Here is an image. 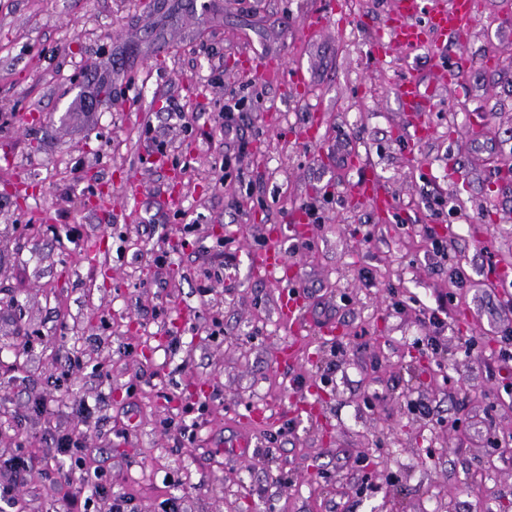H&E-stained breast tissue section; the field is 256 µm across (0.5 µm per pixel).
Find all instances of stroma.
<instances>
[{"label":"stroma","mask_w":512,"mask_h":512,"mask_svg":"<svg viewBox=\"0 0 512 512\" xmlns=\"http://www.w3.org/2000/svg\"><path fill=\"white\" fill-rule=\"evenodd\" d=\"M432 3L385 50L393 0H0V459L36 458L26 512L81 488L43 457L62 433L125 512H512V0L460 48ZM274 240L293 327L250 265ZM200 403L194 442L163 429ZM242 430L249 458L224 450ZM387 42L385 46L391 48L393 46H413L420 42V33L417 27L408 25L401 20L391 23L387 30Z\"/></svg>","instance_id":"1"}]
</instances>
